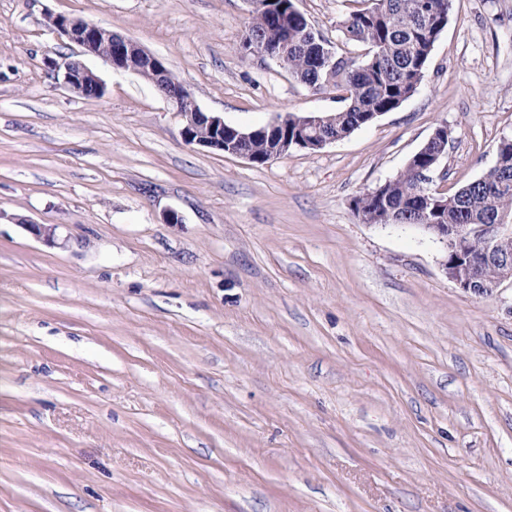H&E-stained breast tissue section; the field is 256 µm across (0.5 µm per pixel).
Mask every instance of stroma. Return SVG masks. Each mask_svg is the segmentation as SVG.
<instances>
[{"label": "stroma", "instance_id": "stroma-1", "mask_svg": "<svg viewBox=\"0 0 512 512\" xmlns=\"http://www.w3.org/2000/svg\"><path fill=\"white\" fill-rule=\"evenodd\" d=\"M295 5L361 60L336 29L356 0ZM251 10L0 0V512H512V285L472 297L440 243L350 207L441 124L434 189L495 165L512 0H453L397 110L262 166L185 144L149 82L45 22L132 39L234 126L343 109L242 57ZM63 81L66 89L72 94L87 97L90 91L102 96L104 87L97 75L78 60L64 62Z\"/></svg>", "mask_w": 512, "mask_h": 512}]
</instances>
